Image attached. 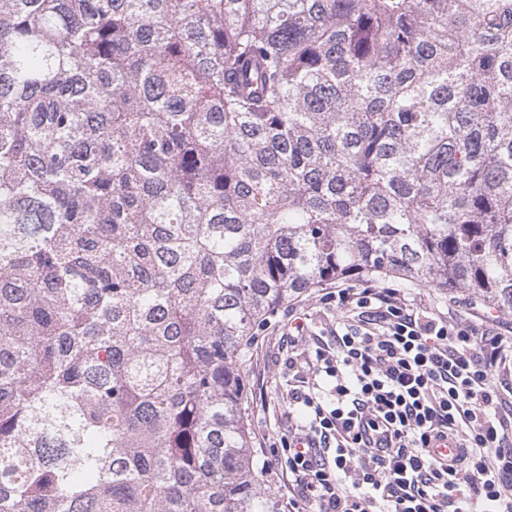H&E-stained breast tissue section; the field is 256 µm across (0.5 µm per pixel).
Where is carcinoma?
Segmentation results:
<instances>
[{
    "label": "carcinoma",
    "instance_id": "cac0c4a2",
    "mask_svg": "<svg viewBox=\"0 0 512 512\" xmlns=\"http://www.w3.org/2000/svg\"><path fill=\"white\" fill-rule=\"evenodd\" d=\"M512 311V0H0V512H282L288 299Z\"/></svg>",
    "mask_w": 512,
    "mask_h": 512
}]
</instances>
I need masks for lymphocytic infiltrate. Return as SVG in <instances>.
Listing matches in <instances>:
<instances>
[{
    "mask_svg": "<svg viewBox=\"0 0 512 512\" xmlns=\"http://www.w3.org/2000/svg\"><path fill=\"white\" fill-rule=\"evenodd\" d=\"M318 303L328 322L298 304L277 326L302 420L265 466L287 473L290 512H512V341L371 280ZM450 436L458 456L434 454Z\"/></svg>",
    "mask_w": 512,
    "mask_h": 512,
    "instance_id": "f902f5d3",
    "label": "lymphocytic infiltrate"
}]
</instances>
